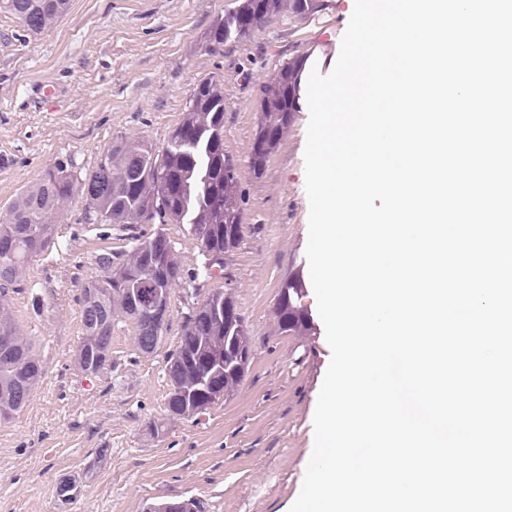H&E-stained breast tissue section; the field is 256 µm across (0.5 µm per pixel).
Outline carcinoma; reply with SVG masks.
Segmentation results:
<instances>
[{
  "mask_svg": "<svg viewBox=\"0 0 512 512\" xmlns=\"http://www.w3.org/2000/svg\"><path fill=\"white\" fill-rule=\"evenodd\" d=\"M322 0H240L233 10L210 25L206 46L251 37L271 17L291 14L307 18L322 10ZM70 0H0V11L18 19L26 31L40 34L67 14ZM306 59L288 60L262 91L261 112L249 164L264 173L270 153L288 133L302 90ZM171 144L154 149L122 137L114 140L92 170L76 173L64 164L45 169L19 193L0 224V296L18 284L29 261L56 247L61 203L78 193L85 214L96 224H186L200 243L203 271H224V255L239 245L243 213L236 164L224 154V89L204 79L189 99ZM98 274L81 291L83 336L77 349V369L98 377L112 368V320L121 315L133 322L138 349L147 352L143 305L161 280L182 279L174 247L161 231L122 251H104L94 258ZM305 292L296 276L285 280L275 307L278 329L304 336L310 320ZM252 338L234 298L216 288L188 312L177 350L169 357L171 384L167 409L172 419H187L199 409L229 395L243 380L250 362ZM43 367L33 341L0 302V423L9 422L26 403L25 388L33 389Z\"/></svg>",
  "mask_w": 512,
  "mask_h": 512,
  "instance_id": "carcinoma-1",
  "label": "carcinoma"
}]
</instances>
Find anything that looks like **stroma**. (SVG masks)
Returning <instances> with one entry per match:
<instances>
[{"label":"stroma","mask_w":512,"mask_h":512,"mask_svg":"<svg viewBox=\"0 0 512 512\" xmlns=\"http://www.w3.org/2000/svg\"><path fill=\"white\" fill-rule=\"evenodd\" d=\"M234 3L71 0L69 13L38 35L0 11V222L15 196L55 163L92 170L120 136L163 146L193 87L211 78L224 88V151L237 163L246 225L216 278L200 275V245L187 225H164L185 275L172 287L162 340L154 353H141L132 322L116 317L112 369L89 378L75 366L80 288L96 273L95 256L128 248L131 234L85 223L81 196L63 204L58 250L34 257L5 296L44 375L27 406L0 424V512H145L176 497L198 499L206 512H289L300 493L331 351L314 293L304 300L309 335L280 333L274 308L283 280L308 270V108L296 112L262 176L249 157L261 87L298 55L328 74L354 0H325L306 19L274 16L249 39L206 50L209 26ZM43 85L55 92L47 104L37 97ZM215 288L234 297L247 323L251 363L231 396L173 420L167 360L186 312ZM96 456L100 464L86 472ZM81 472L80 495L62 503L58 481Z\"/></svg>","instance_id":"35a3bbf8"}]
</instances>
